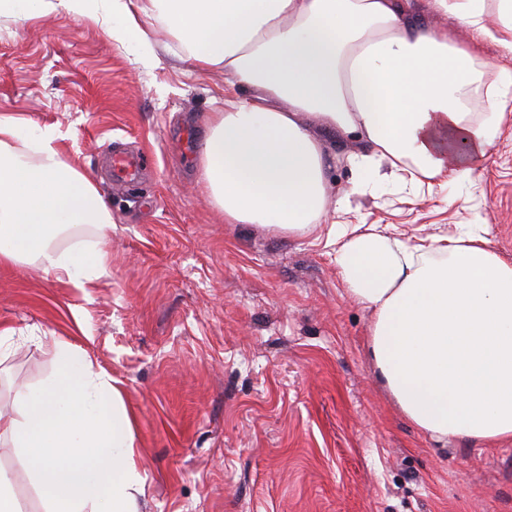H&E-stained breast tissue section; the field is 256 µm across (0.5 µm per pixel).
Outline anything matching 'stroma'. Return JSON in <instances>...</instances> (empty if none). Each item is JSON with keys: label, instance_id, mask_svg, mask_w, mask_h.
Masks as SVG:
<instances>
[{"label": "stroma", "instance_id": "obj_1", "mask_svg": "<svg viewBox=\"0 0 512 512\" xmlns=\"http://www.w3.org/2000/svg\"><path fill=\"white\" fill-rule=\"evenodd\" d=\"M144 28L157 61L64 9L0 8V114L63 136L67 162L112 209L108 274L82 290L36 266L0 263V409L52 372L47 342L85 351L134 420L140 512H512V445L436 447L406 419L367 351L372 314L336 267L332 224L418 242L474 224L512 260V111L471 183L393 181L352 193L326 173L316 233L228 224L202 174V139L231 93L218 70L179 61L165 27ZM143 153L118 185L110 153ZM24 512L43 491L0 443Z\"/></svg>", "mask_w": 512, "mask_h": 512}]
</instances>
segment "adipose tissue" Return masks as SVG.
I'll return each instance as SVG.
<instances>
[{"label":"adipose tissue","instance_id":"adipose-tissue-1","mask_svg":"<svg viewBox=\"0 0 512 512\" xmlns=\"http://www.w3.org/2000/svg\"><path fill=\"white\" fill-rule=\"evenodd\" d=\"M107 20L120 44L154 51L144 19L167 28L181 58L220 70L243 96L214 113L203 179L228 224L307 236L326 211L329 139L366 149L346 161L356 190L407 172L471 181L512 109V73L486 65L410 0H59ZM439 13L512 54V0H434ZM52 126L0 115V262L38 263L92 288L107 274L108 201L70 165ZM90 224L93 248L61 251ZM336 265L372 313L368 352L402 415L441 446L512 444V262L470 224L412 245L336 224ZM53 374L20 387L0 412V441L25 459L45 512H139L135 436L118 392L86 353L55 341ZM95 229L90 224H81L62 234L57 239V245L61 250H65L77 243H90L96 241Z\"/></svg>","mask_w":512,"mask_h":512}]
</instances>
